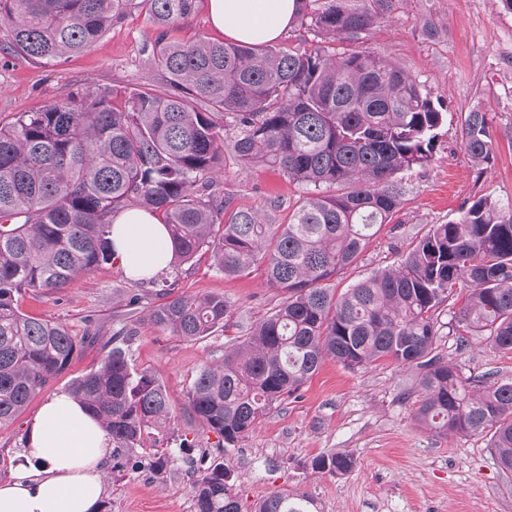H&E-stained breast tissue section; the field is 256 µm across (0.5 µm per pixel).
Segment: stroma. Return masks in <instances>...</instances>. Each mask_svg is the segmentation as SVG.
<instances>
[{
	"label": "stroma",
	"instance_id": "obj_1",
	"mask_svg": "<svg viewBox=\"0 0 512 512\" xmlns=\"http://www.w3.org/2000/svg\"><path fill=\"white\" fill-rule=\"evenodd\" d=\"M155 35L148 13L137 9L85 51L44 64L17 51L9 25L0 21V121L100 89L124 94L143 86L165 88ZM361 44L423 82L446 106L448 122L432 162L401 173L404 197L391 223L381 227L355 264L331 280L338 294L374 270L395 265L430 225L454 220L463 201L488 194L512 201V11L500 0H394ZM474 109L488 113L496 148L481 172L462 147L460 116ZM218 182L235 205L262 211L275 224L287 223L290 205L306 192L278 169H241L229 150ZM164 276L165 284H142L116 260L56 294L29 291L20 298L22 312L96 340L85 343L65 373L0 426V482L15 470L42 404L99 366L104 343L126 325L129 309L147 313L168 292L216 294L232 303L233 315L212 336L190 342L139 325L131 362L165 385L174 439L136 449L141 469L107 470L97 512H196L187 472L191 459L204 455L223 459L233 491L247 508L285 492L311 500L310 512H512V472L499 467L488 436L448 438L420 426L413 399L403 395L416 371L391 362L352 371L326 361L299 390L275 403L253 432L234 446H219L217 436L203 432L195 420L188 389L206 363L223 357L230 338L246 335L283 295L268 288L258 270L224 276L207 252ZM438 350L464 374L491 382L512 379V352L495 349L487 337L445 334ZM184 437L195 442L187 458L178 451ZM340 452L356 461L350 473L313 470V458ZM165 453L173 460L156 473L150 464Z\"/></svg>",
	"mask_w": 512,
	"mask_h": 512
}]
</instances>
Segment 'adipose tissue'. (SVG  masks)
Wrapping results in <instances>:
<instances>
[{
    "label": "adipose tissue",
    "mask_w": 512,
    "mask_h": 512,
    "mask_svg": "<svg viewBox=\"0 0 512 512\" xmlns=\"http://www.w3.org/2000/svg\"><path fill=\"white\" fill-rule=\"evenodd\" d=\"M213 26L231 41L261 45L291 25L295 0H209ZM112 248L132 277L168 269L173 243L158 214L128 208L109 228ZM108 435L69 392L55 393L39 409L21 452L23 461L0 484V512H95L104 491Z\"/></svg>",
    "instance_id": "obj_1"
}]
</instances>
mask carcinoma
<instances>
[{
    "label": "carcinoma",
    "instance_id": "cac0c4a2",
    "mask_svg": "<svg viewBox=\"0 0 512 512\" xmlns=\"http://www.w3.org/2000/svg\"><path fill=\"white\" fill-rule=\"evenodd\" d=\"M196 0H0L12 44L48 62L78 53L134 9L157 26L154 45L167 89L144 87L116 100L103 90L21 112L0 125V425L63 374L83 340L58 322L23 313L22 292L55 294L76 276L115 259L112 215L157 212L173 243L171 265L205 249L226 277L262 262L269 287L284 294L188 392L202 427L233 445L267 411L330 358L354 370L390 360L414 367L416 419L436 435L490 434L498 463L512 470V379L465 377L436 352L434 315L472 287L454 314L461 337H488L512 351V203L465 201L456 220L433 224L395 269L378 270L339 298L328 286L353 264L402 203L398 174L433 159L446 122L443 106L403 66L354 42L391 0H296L293 23L314 33L309 47L272 48L170 39ZM462 145L479 170L493 159L487 114L461 116ZM242 168L273 166L308 187L286 224L234 205L214 189L225 141ZM338 185L345 191L327 193ZM222 296L177 295L147 321L185 340L225 327ZM131 326L112 337L100 366L70 392L112 439L114 466L145 441L169 432L171 403L161 383L130 366ZM350 454L321 455L312 468L344 475ZM224 463L191 472L196 512H242ZM252 512H307L281 493Z\"/></svg>",
    "mask_w": 512,
    "mask_h": 512
}]
</instances>
